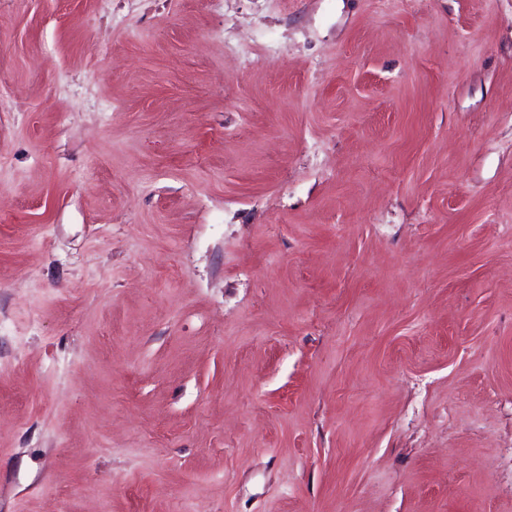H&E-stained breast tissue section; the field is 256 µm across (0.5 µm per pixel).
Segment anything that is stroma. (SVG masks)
I'll return each mask as SVG.
<instances>
[{
    "mask_svg": "<svg viewBox=\"0 0 512 512\" xmlns=\"http://www.w3.org/2000/svg\"><path fill=\"white\" fill-rule=\"evenodd\" d=\"M0 512H512V0H0Z\"/></svg>",
    "mask_w": 512,
    "mask_h": 512,
    "instance_id": "35a3bbf8",
    "label": "stroma"
}]
</instances>
